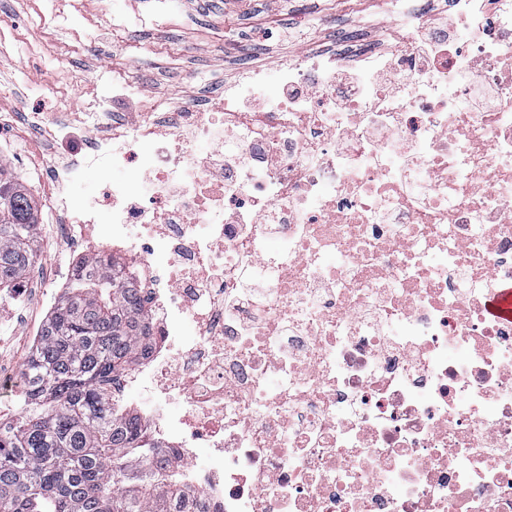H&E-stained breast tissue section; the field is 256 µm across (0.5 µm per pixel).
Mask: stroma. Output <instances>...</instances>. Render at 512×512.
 <instances>
[{
  "label": "stroma",
  "instance_id": "stroma-1",
  "mask_svg": "<svg viewBox=\"0 0 512 512\" xmlns=\"http://www.w3.org/2000/svg\"><path fill=\"white\" fill-rule=\"evenodd\" d=\"M275 13L280 34L261 30ZM398 17L383 0H0V112L12 120L0 134L24 143L0 170L50 169L79 149L84 100L106 82L130 81L139 94L113 109L144 110L174 96L210 106L246 67L273 75L313 53L349 62L364 46L380 47L379 23ZM40 113L42 126L28 123ZM72 128V141L48 131ZM68 248L39 246L32 282L20 299L0 294V378L21 383V366L52 306L46 297Z\"/></svg>",
  "mask_w": 512,
  "mask_h": 512
}]
</instances>
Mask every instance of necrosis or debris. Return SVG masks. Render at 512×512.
Returning a JSON list of instances; mask_svg holds the SVG:
<instances>
[{"instance_id":"obj_1","label":"necrosis or debris","mask_w":512,"mask_h":512,"mask_svg":"<svg viewBox=\"0 0 512 512\" xmlns=\"http://www.w3.org/2000/svg\"><path fill=\"white\" fill-rule=\"evenodd\" d=\"M486 2L456 0L442 45L407 8L352 68L291 64L275 93L254 68L206 112L166 100L170 142L154 111L114 127L135 85L87 104L112 134L42 203L95 238L57 282L125 253L154 346L120 385L205 512H512V321L485 307L512 284V0ZM89 166L126 177L75 200Z\"/></svg>"}]
</instances>
